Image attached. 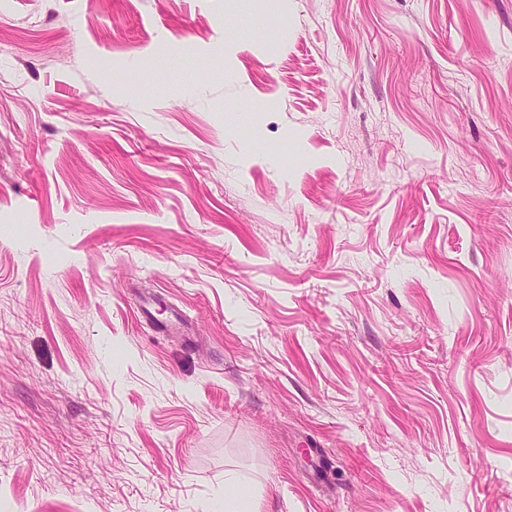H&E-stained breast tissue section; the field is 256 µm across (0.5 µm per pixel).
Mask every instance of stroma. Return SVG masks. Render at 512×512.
<instances>
[{
    "label": "stroma",
    "instance_id": "35a3bbf8",
    "mask_svg": "<svg viewBox=\"0 0 512 512\" xmlns=\"http://www.w3.org/2000/svg\"><path fill=\"white\" fill-rule=\"evenodd\" d=\"M230 473L512 512V0H0V512Z\"/></svg>",
    "mask_w": 512,
    "mask_h": 512
}]
</instances>
